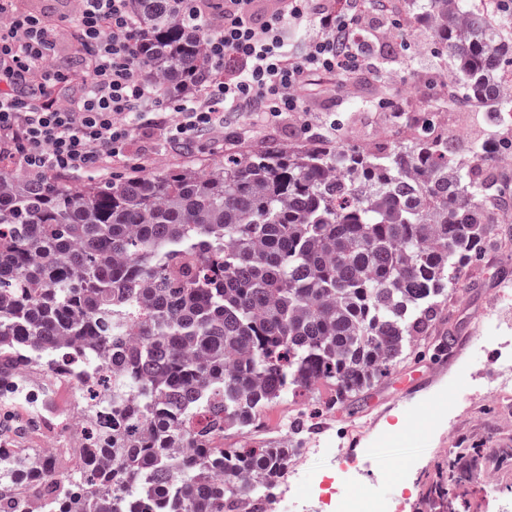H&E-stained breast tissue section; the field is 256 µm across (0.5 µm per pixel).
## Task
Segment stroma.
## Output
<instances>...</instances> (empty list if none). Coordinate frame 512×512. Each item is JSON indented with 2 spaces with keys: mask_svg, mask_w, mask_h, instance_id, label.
<instances>
[{
  "mask_svg": "<svg viewBox=\"0 0 512 512\" xmlns=\"http://www.w3.org/2000/svg\"><path fill=\"white\" fill-rule=\"evenodd\" d=\"M14 7L59 19L61 50L55 65L71 69L75 51L69 22L77 14V0H15ZM361 29L373 48V72L348 83L311 74L301 111L286 119L261 125L242 113L229 118L221 131L175 146L159 141L149 152L137 138L122 159L103 162L89 175H67V182L82 186L166 167L204 173L230 154L311 146L329 122L336 125V141L355 149L410 142L426 115L457 156L468 155L478 141L512 140V128L491 122L485 109L450 102L442 88L432 87V80L448 79L454 70L448 51H435L433 28L418 0H399L390 19L367 15ZM505 230V239L488 243L481 257L462 269L459 299L433 332L435 338L452 337L449 349L419 344L350 409L336 404L329 385L315 391L321 410L309 416V424L327 425L331 447L355 459L361 489L405 502V512H512V417H503L485 397L501 369L499 346L468 347L472 324L483 318L491 321L494 335L512 336V221ZM416 377L427 378L428 384L411 403H403V386ZM438 400L450 404L451 429L414 428L409 411H427ZM296 410L290 401L271 405L259 428L225 431V447L281 441ZM470 448L482 449V457L467 469H454L456 455Z\"/></svg>",
  "mask_w": 512,
  "mask_h": 512,
  "instance_id": "35a3bbf8",
  "label": "stroma"
}]
</instances>
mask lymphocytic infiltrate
I'll use <instances>...</instances> for the list:
<instances>
[{"label": "lymphocytic infiltrate", "instance_id": "f902f5d3", "mask_svg": "<svg viewBox=\"0 0 512 512\" xmlns=\"http://www.w3.org/2000/svg\"><path fill=\"white\" fill-rule=\"evenodd\" d=\"M185 18L209 34L215 66L233 59L235 75L215 79L193 99L159 101L133 50L137 27L129 0H80L73 39L79 69L49 64L59 44L54 21L17 12L0 0V137L34 180L81 174L123 157L135 133L155 131L183 144L222 128L226 117L250 113L256 122L300 109L311 72L353 79L368 71L359 39L366 12L385 0H189ZM317 20L322 34L302 53L288 50L287 24Z\"/></svg>", "mask_w": 512, "mask_h": 512}]
</instances>
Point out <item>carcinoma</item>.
Returning a JSON list of instances; mask_svg holds the SVG:
<instances>
[{"label":"carcinoma","mask_w":512,"mask_h":512,"mask_svg":"<svg viewBox=\"0 0 512 512\" xmlns=\"http://www.w3.org/2000/svg\"><path fill=\"white\" fill-rule=\"evenodd\" d=\"M179 0H130L147 77L185 92L210 77L208 34ZM461 98L512 112V42L460 0H428ZM345 173L336 175V167ZM482 150L456 160L429 132L376 151L333 146L224 157L207 173L118 175L83 189L0 172V398L61 347L102 372L77 385L74 472L45 459L43 512H240L244 477H278L286 444L224 447L273 403L326 383L353 402L442 318L462 262L494 234ZM112 410V421L98 414ZM27 459L0 464V512H31Z\"/></svg>","instance_id":"carcinoma-1"}]
</instances>
